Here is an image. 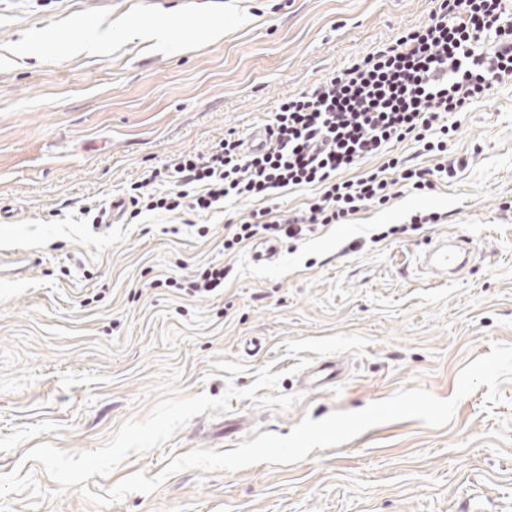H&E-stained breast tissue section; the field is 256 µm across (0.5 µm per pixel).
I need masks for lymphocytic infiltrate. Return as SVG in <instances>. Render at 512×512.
I'll use <instances>...</instances> for the list:
<instances>
[{
	"instance_id": "lymphocytic-infiltrate-1",
	"label": "lymphocytic infiltrate",
	"mask_w": 512,
	"mask_h": 512,
	"mask_svg": "<svg viewBox=\"0 0 512 512\" xmlns=\"http://www.w3.org/2000/svg\"><path fill=\"white\" fill-rule=\"evenodd\" d=\"M506 0H440L426 24L402 32L312 91L280 102L267 125L268 141L248 150L225 135L210 150L184 154L155 169L149 182L169 190L131 195L147 211L208 212L240 199L264 202L250 221L224 238L234 251L255 237L305 236L313 227L342 224L368 206L388 203L394 185L433 189L434 176L453 178L454 166L432 171L388 157L389 145L411 138L424 154L443 153L450 126L441 115L463 111L512 80V13ZM387 155L382 166L354 180L343 170ZM313 185L319 195L301 213L270 207L284 188Z\"/></svg>"
}]
</instances>
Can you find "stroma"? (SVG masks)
<instances>
[{
	"mask_svg": "<svg viewBox=\"0 0 512 512\" xmlns=\"http://www.w3.org/2000/svg\"><path fill=\"white\" fill-rule=\"evenodd\" d=\"M437 0H0V258L29 253L24 278H0V512H512V382L505 403L485 389L432 428L405 419L284 465L186 469L198 448L226 452L262 433L288 435L303 417L358 411L424 389L442 399L491 343L512 344V80L458 116L445 154L455 164L431 191L393 186L386 206L330 224L277 256L222 250L227 221L255 200L198 214L145 212L97 223L153 168L209 150L224 134L250 139L278 104L357 57L424 24ZM250 15L229 28L230 14ZM112 36L95 56L74 53L100 23ZM436 212V224L410 227ZM469 236L474 261L440 280L422 264L431 242ZM229 270L206 296L173 288L206 263ZM339 361L334 385L306 369ZM181 370V395L221 397L257 369L280 378L284 410L231 400L163 445L133 454L86 490L57 494L29 449L72 455L104 445L145 417L159 364ZM242 361L228 376L219 361ZM163 481L99 505L135 472Z\"/></svg>",
	"mask_w": 512,
	"mask_h": 512,
	"instance_id": "obj_1",
	"label": "stroma"
}]
</instances>
